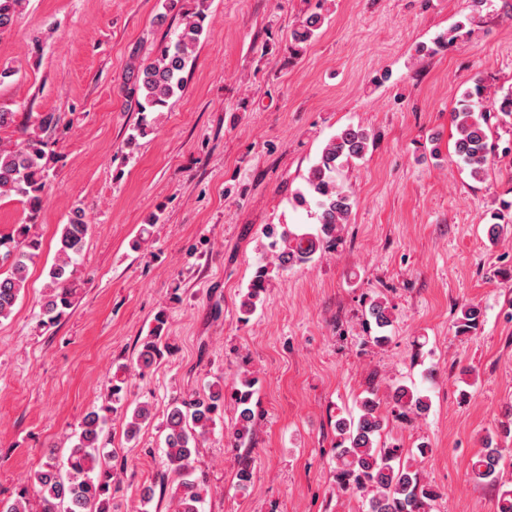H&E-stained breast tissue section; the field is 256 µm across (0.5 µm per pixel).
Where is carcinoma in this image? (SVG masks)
<instances>
[{"label": "carcinoma", "mask_w": 512, "mask_h": 512, "mask_svg": "<svg viewBox=\"0 0 512 512\" xmlns=\"http://www.w3.org/2000/svg\"><path fill=\"white\" fill-rule=\"evenodd\" d=\"M24 6L25 0H0V31L13 24ZM163 8L167 14H183L184 22L173 37L157 48L150 63L131 68L128 80L122 85L125 97L135 101L141 112L135 134L128 139L130 146L136 144L137 137L154 130L153 114L164 112L169 101L184 90V73L207 30L208 14L201 0L193 5L190 0H165ZM325 19L324 13L314 11L297 22L290 34L292 53H298L317 36ZM492 111L512 116V91L489 101L483 97L482 86L477 84L462 94L451 113L456 132L454 155L474 179L484 176L495 156L488 124ZM58 123L59 118L53 112L39 115L24 129L20 141L0 147V195L20 197L27 210L24 223L14 225L11 234L0 236V268H5L0 273V321L14 313L26 287L29 263L41 246L31 228L44 207L49 171L58 161L47 139V134L54 131ZM369 140L368 131L359 126L350 125L337 131L327 140L319 159L310 168L305 190L295 192L297 203L314 204L319 224L317 233H296L281 225H266L264 236L274 251L277 269L287 270L306 263L322 249L336 246L355 205L353 192L337 182L336 174L351 161L365 156ZM89 231L90 224L81 210L62 225L57 258L48 271L40 303L38 327L44 331L59 324L75 302L80 288L76 259L83 252ZM269 275L268 265L257 267L247 298L241 304L243 321H248V316L256 310ZM368 315L366 329L376 330L370 341L377 346L387 344L390 337L383 334V330L392 323L391 307L385 300L374 297L369 302ZM482 318L479 307H462L457 317V332L463 335L476 331ZM166 321L164 311L155 315V326L142 339L132 365L122 364L112 374V405L102 410L93 408L85 414L67 456L60 460L55 447L48 449L46 460L33 477V483L39 487L37 501L30 502L23 490L11 503L0 501V512H110L114 480L110 454L104 452L102 445L107 413L118 411L125 402L131 370L144 372L163 356L161 341ZM254 385L255 379L248 376L237 378L229 385L219 378L202 395L171 399L162 428L164 463L178 477L171 495L173 512H201L206 479L196 474L194 456L214 429L216 419L224 410L225 399H231L237 410L228 436L231 447H240L251 434L255 419ZM386 400L402 416L425 415L430 410L426 396L403 384L392 386ZM152 418V407L145 401L136 403L131 410L124 409L122 426L126 437L136 439L142 426ZM384 427L385 416L380 410L375 387L361 400L358 415L336 416V488L350 496L361 497L363 512H432L437 492L423 481L418 467V459L426 457L428 448L422 445L417 453L408 454L398 445L381 446L378 437ZM504 465L502 449L488 444L471 465L472 478L481 484L498 485ZM252 479L251 463L240 462L236 471L239 491H248Z\"/></svg>", "instance_id": "cac0c4a2"}]
</instances>
